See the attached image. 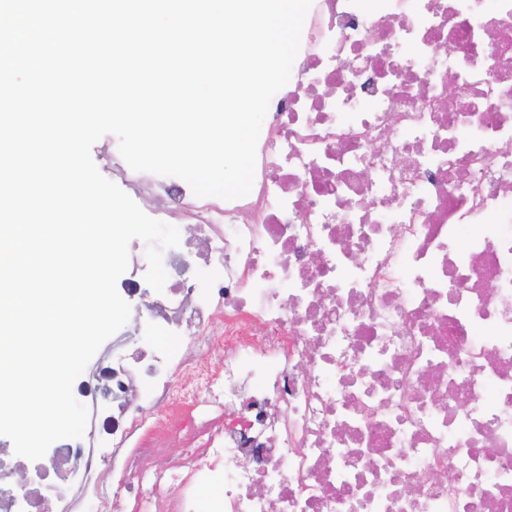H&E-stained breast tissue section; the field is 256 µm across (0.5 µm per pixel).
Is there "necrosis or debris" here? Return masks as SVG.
<instances>
[{"label": "necrosis or debris", "mask_w": 512, "mask_h": 512, "mask_svg": "<svg viewBox=\"0 0 512 512\" xmlns=\"http://www.w3.org/2000/svg\"><path fill=\"white\" fill-rule=\"evenodd\" d=\"M173 203L199 236L135 307L171 377L115 364L111 459L0 448V512L109 466L85 512H512V0H313L251 192Z\"/></svg>", "instance_id": "necrosis-or-debris-1"}]
</instances>
